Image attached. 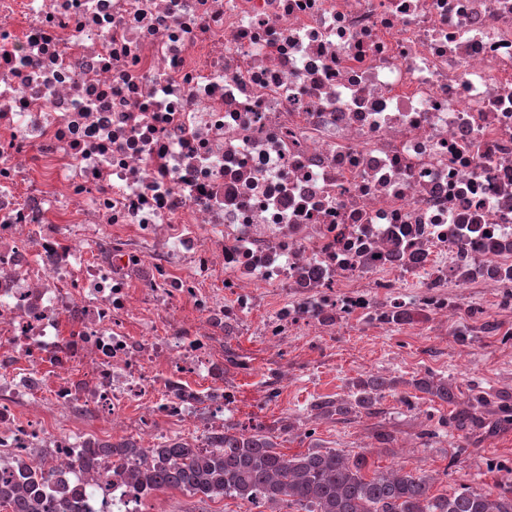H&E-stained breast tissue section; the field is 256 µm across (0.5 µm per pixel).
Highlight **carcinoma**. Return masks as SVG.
<instances>
[{
	"label": "carcinoma",
	"mask_w": 512,
	"mask_h": 512,
	"mask_svg": "<svg viewBox=\"0 0 512 512\" xmlns=\"http://www.w3.org/2000/svg\"><path fill=\"white\" fill-rule=\"evenodd\" d=\"M392 381L366 374L347 397L321 398L311 405L318 417L346 419L372 414ZM415 391L456 405L450 426L468 435L486 424L487 398L481 393L457 400L448 382L427 370L410 382ZM133 484L148 495L181 489L207 499L230 497L251 512H279L282 503L299 512H512V499L463 485L451 495L432 493V478L399 469H372L364 453L312 450L286 455L257 424L249 429H224V447L196 451L156 448L154 462L132 471ZM34 469L0 483V507L10 512H76L75 495L40 492Z\"/></svg>",
	"instance_id": "obj_1"
}]
</instances>
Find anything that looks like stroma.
Listing matches in <instances>:
<instances>
[{"mask_svg": "<svg viewBox=\"0 0 512 512\" xmlns=\"http://www.w3.org/2000/svg\"><path fill=\"white\" fill-rule=\"evenodd\" d=\"M461 306L443 317L416 305L409 324H384L374 316L351 317L332 336H292L279 350L260 336H228L225 351L241 367L225 366L224 380L234 388V405L224 416L234 427L262 424L281 452L294 455L311 448L365 453L369 464L431 475L434 493L460 485L505 493L512 498V425H489L461 438L443 425L451 405L413 398L410 382L424 371L447 378L459 399L486 393L495 406H512V303L502 289L453 288ZM498 326L496 335L480 332L484 322ZM287 371L288 387L278 399H262V382ZM379 373L394 380L380 401L379 414H359L343 421L314 418L320 397L347 396L354 380ZM293 422L290 433L282 421ZM386 431L392 443L375 435ZM146 512H243L231 498L209 500L180 490L156 492Z\"/></svg>", "mask_w": 512, "mask_h": 512, "instance_id": "obj_1", "label": "stroma"}]
</instances>
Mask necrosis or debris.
<instances>
[{
  "mask_svg": "<svg viewBox=\"0 0 512 512\" xmlns=\"http://www.w3.org/2000/svg\"><path fill=\"white\" fill-rule=\"evenodd\" d=\"M512 0H0V478L144 512L224 339L512 288Z\"/></svg>",
  "mask_w": 512,
  "mask_h": 512,
  "instance_id": "obj_1",
  "label": "necrosis or debris"
}]
</instances>
